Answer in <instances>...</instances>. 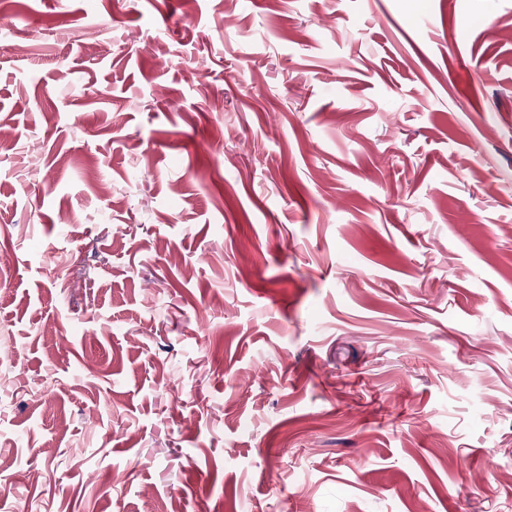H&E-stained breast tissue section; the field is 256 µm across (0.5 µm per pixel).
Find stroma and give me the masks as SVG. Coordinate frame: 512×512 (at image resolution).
I'll list each match as a JSON object with an SVG mask.
<instances>
[{"label":"stroma","instance_id":"stroma-1","mask_svg":"<svg viewBox=\"0 0 512 512\" xmlns=\"http://www.w3.org/2000/svg\"><path fill=\"white\" fill-rule=\"evenodd\" d=\"M0 512H512V0H11Z\"/></svg>","mask_w":512,"mask_h":512}]
</instances>
